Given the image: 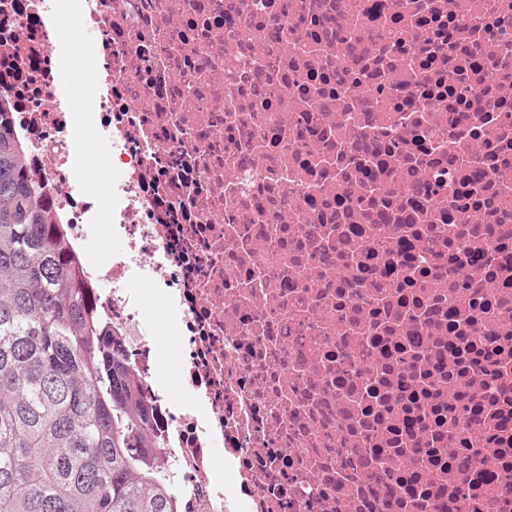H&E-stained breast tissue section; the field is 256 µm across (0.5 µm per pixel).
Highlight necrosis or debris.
I'll return each instance as SVG.
<instances>
[{"instance_id": "necrosis-or-debris-1", "label": "necrosis or debris", "mask_w": 512, "mask_h": 512, "mask_svg": "<svg viewBox=\"0 0 512 512\" xmlns=\"http://www.w3.org/2000/svg\"><path fill=\"white\" fill-rule=\"evenodd\" d=\"M350 1L0 0V112L79 252L69 134L112 142L84 274L176 512H512V0ZM67 82L60 87L63 94L69 95L71 90L79 86L84 95V103L81 105L83 112L94 110V87L92 77L84 69L82 60L76 53L68 55L66 60ZM121 244L112 237L108 236L104 231L91 234L86 242L87 252L90 258H96L99 262H104L112 253L113 249H118Z\"/></svg>"}]
</instances>
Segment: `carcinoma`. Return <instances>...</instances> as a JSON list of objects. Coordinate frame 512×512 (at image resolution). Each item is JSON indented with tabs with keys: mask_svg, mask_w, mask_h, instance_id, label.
<instances>
[{
	"mask_svg": "<svg viewBox=\"0 0 512 512\" xmlns=\"http://www.w3.org/2000/svg\"><path fill=\"white\" fill-rule=\"evenodd\" d=\"M0 112V512H173L160 423Z\"/></svg>",
	"mask_w": 512,
	"mask_h": 512,
	"instance_id": "obj_1",
	"label": "carcinoma"
}]
</instances>
